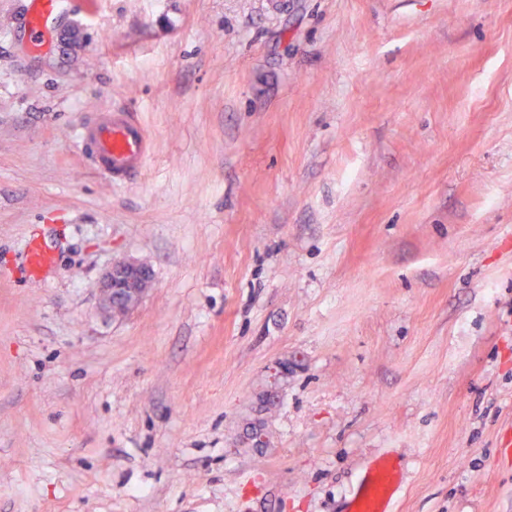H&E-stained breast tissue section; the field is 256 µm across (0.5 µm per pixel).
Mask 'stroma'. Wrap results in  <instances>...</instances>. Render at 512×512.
<instances>
[{"label":"stroma","mask_w":512,"mask_h":512,"mask_svg":"<svg viewBox=\"0 0 512 512\" xmlns=\"http://www.w3.org/2000/svg\"><path fill=\"white\" fill-rule=\"evenodd\" d=\"M26 2L0 512H345L382 456L396 512H512V0H70L39 49ZM101 105L152 143L115 186L74 141ZM123 258L153 283L115 320Z\"/></svg>","instance_id":"35a3bbf8"}]
</instances>
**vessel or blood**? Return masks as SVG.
I'll use <instances>...</instances> for the list:
<instances>
[{
    "label": "vessel or blood",
    "instance_id": "1",
    "mask_svg": "<svg viewBox=\"0 0 512 512\" xmlns=\"http://www.w3.org/2000/svg\"><path fill=\"white\" fill-rule=\"evenodd\" d=\"M65 4L66 0H30L26 23L32 39L44 36ZM87 136L95 144L94 165L112 181H127L148 154L143 127L123 109L114 110L109 118H94L81 125L76 131L77 139ZM401 484L392 461L378 458L351 493L348 508L350 512H394Z\"/></svg>",
    "mask_w": 512,
    "mask_h": 512
}]
</instances>
